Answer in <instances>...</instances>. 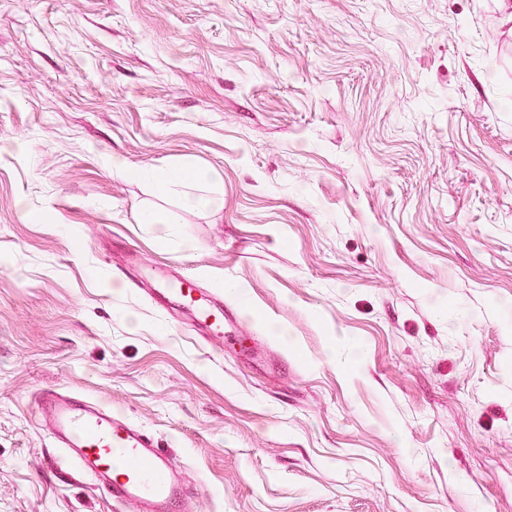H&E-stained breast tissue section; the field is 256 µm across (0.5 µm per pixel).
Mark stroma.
Segmentation results:
<instances>
[{
    "label": "stroma",
    "mask_w": 512,
    "mask_h": 512,
    "mask_svg": "<svg viewBox=\"0 0 512 512\" xmlns=\"http://www.w3.org/2000/svg\"><path fill=\"white\" fill-rule=\"evenodd\" d=\"M499 2L0 0V512H135L40 427L50 391L151 434L196 512H512ZM175 166L218 206L125 175ZM159 292L171 293L181 306L189 309L205 337L219 339L226 346H234L243 337L234 312L224 310V303L211 292L197 288L193 279H179L175 288H159Z\"/></svg>",
    "instance_id": "35a3bbf8"
}]
</instances>
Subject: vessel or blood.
<instances>
[{"mask_svg": "<svg viewBox=\"0 0 512 512\" xmlns=\"http://www.w3.org/2000/svg\"><path fill=\"white\" fill-rule=\"evenodd\" d=\"M171 293L207 337L227 346L240 341L234 313L193 279L178 280ZM41 420L57 447L110 500L135 504L138 512H171L176 505L192 512L183 483L154 438L120 412L56 392L46 398Z\"/></svg>", "mask_w": 512, "mask_h": 512, "instance_id": "b4317fda", "label": "vessel or blood"}]
</instances>
